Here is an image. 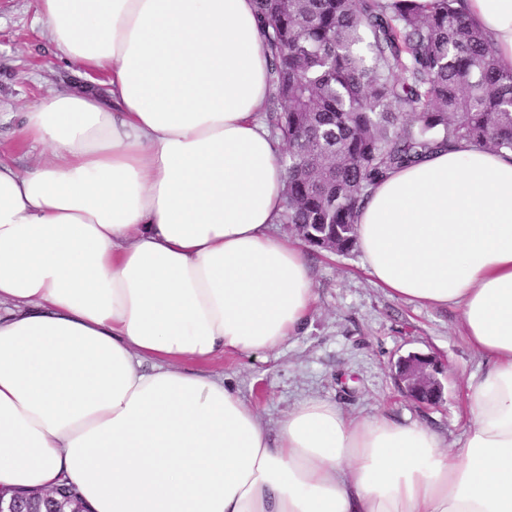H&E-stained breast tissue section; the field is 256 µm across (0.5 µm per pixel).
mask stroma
Segmentation results:
<instances>
[{
  "label": "stroma",
  "instance_id": "35a3bbf8",
  "mask_svg": "<svg viewBox=\"0 0 512 512\" xmlns=\"http://www.w3.org/2000/svg\"><path fill=\"white\" fill-rule=\"evenodd\" d=\"M37 0H0V111L21 112L62 88H97L77 65L65 62L43 35ZM317 294L304 331L280 352L260 358L221 355L205 372L225 381L272 423L307 396L335 402L347 414L382 410L427 423L448 447H458L466 426L464 383L476 368L453 307L421 306L393 298L374 285L359 250L310 254ZM411 353L435 356L443 400L423 406L398 389L393 366Z\"/></svg>",
  "mask_w": 512,
  "mask_h": 512
}]
</instances>
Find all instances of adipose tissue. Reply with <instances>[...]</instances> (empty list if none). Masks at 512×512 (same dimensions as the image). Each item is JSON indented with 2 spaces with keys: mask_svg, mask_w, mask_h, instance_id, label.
Returning <instances> with one entry per match:
<instances>
[{
  "mask_svg": "<svg viewBox=\"0 0 512 512\" xmlns=\"http://www.w3.org/2000/svg\"><path fill=\"white\" fill-rule=\"evenodd\" d=\"M512 69V0H463ZM106 96L28 105L0 160V488L71 482L91 512H512V151L467 142L392 172L356 223L389 295L459 309L480 358L459 448L315 396L263 423L223 376L299 335L316 300L274 229L254 0H38ZM15 121L2 123L0 125V155L16 160L20 168H27L39 161L41 149L30 150L26 155H21L15 149Z\"/></svg>",
  "mask_w": 512,
  "mask_h": 512,
  "instance_id": "ef3b65f1",
  "label": "adipose tissue"
}]
</instances>
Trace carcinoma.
Masks as SVG:
<instances>
[{"instance_id":"carcinoma-1","label":"carcinoma","mask_w":512,"mask_h":512,"mask_svg":"<svg viewBox=\"0 0 512 512\" xmlns=\"http://www.w3.org/2000/svg\"><path fill=\"white\" fill-rule=\"evenodd\" d=\"M460 0H255L269 56L268 124L286 173L279 223L356 245L389 173L462 141L512 151V70Z\"/></svg>"}]
</instances>
